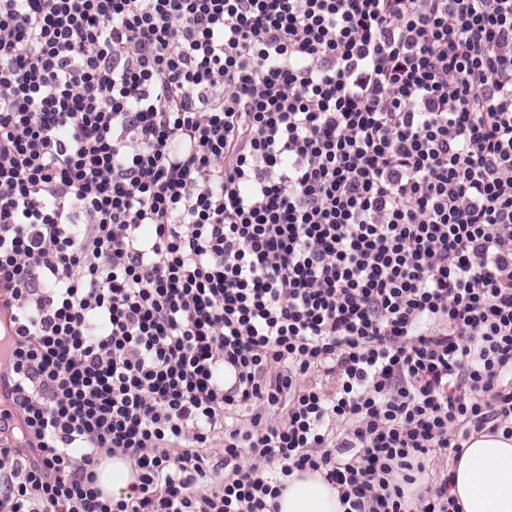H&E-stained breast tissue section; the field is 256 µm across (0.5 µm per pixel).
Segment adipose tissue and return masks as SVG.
<instances>
[{
    "mask_svg": "<svg viewBox=\"0 0 512 512\" xmlns=\"http://www.w3.org/2000/svg\"><path fill=\"white\" fill-rule=\"evenodd\" d=\"M448 471L463 512H512V439L474 437ZM278 504L279 512H343L336 486L309 471L286 478Z\"/></svg>",
    "mask_w": 512,
    "mask_h": 512,
    "instance_id": "adipose-tissue-1",
    "label": "adipose tissue"
}]
</instances>
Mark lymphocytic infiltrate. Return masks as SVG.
<instances>
[{
	"mask_svg": "<svg viewBox=\"0 0 512 512\" xmlns=\"http://www.w3.org/2000/svg\"><path fill=\"white\" fill-rule=\"evenodd\" d=\"M0 348V512L306 469L462 512L512 438V0H0ZM448 473L454 474L449 494L463 512H512V439L473 437ZM98 474L99 486L105 492L126 495L133 493L131 484L135 482V478L126 461L105 459L98 469Z\"/></svg>",
	"mask_w": 512,
	"mask_h": 512,
	"instance_id": "1",
	"label": "lymphocytic infiltrate"
}]
</instances>
